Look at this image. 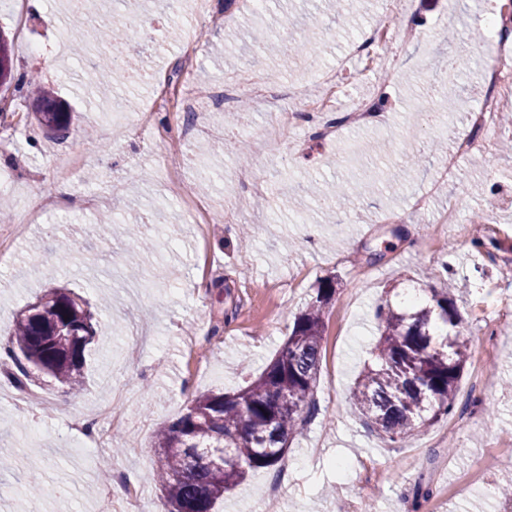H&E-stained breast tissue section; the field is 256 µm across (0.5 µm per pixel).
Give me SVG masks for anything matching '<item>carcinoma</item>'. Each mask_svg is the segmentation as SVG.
Returning a JSON list of instances; mask_svg holds the SVG:
<instances>
[{
	"label": "carcinoma",
	"mask_w": 512,
	"mask_h": 512,
	"mask_svg": "<svg viewBox=\"0 0 512 512\" xmlns=\"http://www.w3.org/2000/svg\"><path fill=\"white\" fill-rule=\"evenodd\" d=\"M115 18L88 32L72 34L82 47L89 41L117 48L126 37H112ZM21 91L35 80L0 69V86ZM40 111L34 118L43 131L58 138L74 116L69 104L53 92L37 88ZM136 244L126 266L139 274L134 261L152 238L142 225L127 223ZM336 283L325 280L306 310L295 317L291 332L261 374L234 392L200 394L175 420L160 427L155 447L160 465L152 480L165 512H214L216 503L260 469L279 465L288 444L304 421L322 358L325 314L336 296ZM424 303L402 308H377L379 337L374 362L364 368L351 392L352 407L390 442L409 439L453 412L457 385L468 359L461 336L462 316L451 288L429 289ZM89 303L67 288H51L19 312L10 335L8 357L23 375L28 367L54 378L71 390L86 382L85 352L96 336ZM226 456L224 468L203 461L210 453Z\"/></svg>",
	"instance_id": "1"
}]
</instances>
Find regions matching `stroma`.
Instances as JSON below:
<instances>
[{
	"mask_svg": "<svg viewBox=\"0 0 512 512\" xmlns=\"http://www.w3.org/2000/svg\"><path fill=\"white\" fill-rule=\"evenodd\" d=\"M142 16L159 22L155 40L131 36L122 50L148 63L135 83L100 84L94 60L65 40L67 30L91 29L89 15L69 0H46L32 13L28 0H0V29L12 42L15 71L34 75L75 112L65 138L44 137L30 124L29 90L0 87L9 117L0 122V176L12 218L0 223V343L18 312L45 289L63 286L87 299L97 336L86 355L87 383L69 391L47 376L25 382L32 392L25 414L11 403L16 381L0 369V453L13 466L0 470V512H102L103 488L122 495L123 479L140 486L142 512H154L158 490L147 475L157 464L154 433L180 415L200 393L232 391L255 379L312 301L319 283L334 279L336 297L325 318L336 346L323 354L314 406L293 438L294 458L284 488L286 512H342L359 500L362 512H498L508 498L498 486L512 477V462L472 480L478 460L512 447V322L498 315L512 298L499 270L512 263V126L489 130L485 150L460 162L458 178L437 179L445 149L464 133V108L480 103L481 55L471 52L483 26L472 0H208L211 22L199 25L198 0L178 9L138 0ZM396 18V40L368 79L346 83L340 111L371 91L389 95L385 125L346 129L340 141L313 138L299 123L277 143L266 141L267 115L291 108L297 88L320 93L317 74L336 63L346 72L364 63L351 56L383 10ZM268 32L270 44L255 42ZM314 38L316 50L291 46ZM264 65H252L253 56ZM467 58L455 99L438 75L449 56ZM197 118L207 130L191 142L187 164L169 166L180 135L177 115L182 73ZM255 80L276 86L277 97L211 106L218 82ZM242 117L249 134L226 124ZM419 155V166L407 159ZM262 182L254 194L242 177ZM340 181L348 204L332 211L315 197L317 184ZM65 190L66 202L45 206ZM433 190L430 208L415 210L413 195ZM456 203L460 223L430 232L438 212ZM145 219L154 239L141 257L142 279L113 281L123 267L128 238L123 225L99 235L104 216ZM494 223H485V216ZM252 225L254 241L241 250L238 225ZM484 248H475L474 237ZM67 237V254L56 249ZM449 271L470 357L462 374L457 411L473 419L450 426L441 419L402 445L386 442L352 413L350 392L378 337V305H399L406 290L441 287ZM144 334L142 348L129 343ZM207 353L196 374L186 337ZM483 369L494 385L475 391ZM114 403L121 412L107 445L77 446L91 407ZM40 457L54 496L29 498L26 469ZM279 468L261 469L225 494L216 512H260Z\"/></svg>",
	"mask_w": 512,
	"mask_h": 512,
	"instance_id": "35a3bbf8",
	"label": "stroma"
}]
</instances>
